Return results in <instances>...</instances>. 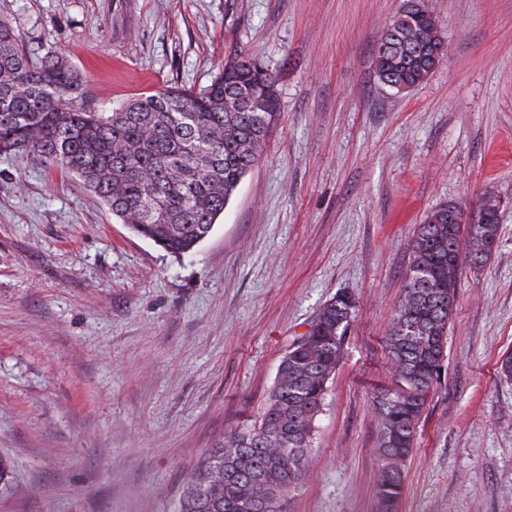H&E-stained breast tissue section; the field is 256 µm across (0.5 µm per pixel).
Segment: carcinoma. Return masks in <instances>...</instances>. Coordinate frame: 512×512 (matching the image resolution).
Wrapping results in <instances>:
<instances>
[{
	"label": "carcinoma",
	"mask_w": 512,
	"mask_h": 512,
	"mask_svg": "<svg viewBox=\"0 0 512 512\" xmlns=\"http://www.w3.org/2000/svg\"><path fill=\"white\" fill-rule=\"evenodd\" d=\"M0 19V155L29 154L71 173L137 236L183 254L212 231L257 162L278 116L276 81L250 56L227 58L204 90L168 88L113 112H83V81L63 57L29 60ZM439 53L391 21L373 68L386 86H418ZM259 90L261 107L241 105ZM456 207L431 210L410 244L402 299L385 342L392 385L378 401L381 512L402 494L417 425L438 377L448 335V297L464 265L480 269L499 216L457 224ZM356 309L339 291L282 358L260 420L234 428L187 482L180 512H287L311 461L315 422L343 358Z\"/></svg>",
	"instance_id": "carcinoma-1"
}]
</instances>
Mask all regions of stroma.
Here are the masks:
<instances>
[{
	"label": "stroma",
	"instance_id": "35a3bbf8",
	"mask_svg": "<svg viewBox=\"0 0 512 512\" xmlns=\"http://www.w3.org/2000/svg\"><path fill=\"white\" fill-rule=\"evenodd\" d=\"M402 0H0L108 112L200 90L235 54L280 116L211 233L172 256L26 154L0 156V512H178L204 454L253 424L337 291L356 312L288 512H378L383 341L429 210L500 197L463 268L397 512H512V0H429L449 54L406 93L372 56Z\"/></svg>",
	"mask_w": 512,
	"mask_h": 512
}]
</instances>
